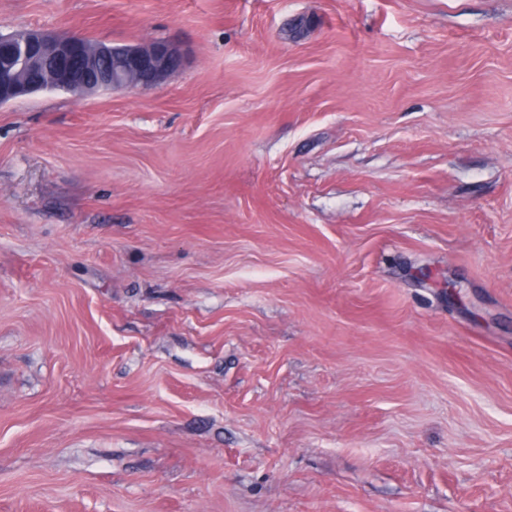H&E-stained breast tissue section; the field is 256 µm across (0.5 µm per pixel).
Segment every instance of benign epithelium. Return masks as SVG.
<instances>
[{"instance_id": "7a95c632", "label": "benign epithelium", "mask_w": 512, "mask_h": 512, "mask_svg": "<svg viewBox=\"0 0 512 512\" xmlns=\"http://www.w3.org/2000/svg\"><path fill=\"white\" fill-rule=\"evenodd\" d=\"M0 50L12 55L13 68L0 71V101H12L35 91L48 88H63L81 97L90 93L86 85L75 86L55 79L44 83L39 79L28 81L16 75L27 70L37 60L45 58L53 61L56 71L75 69L85 72L97 66L96 58L89 54L76 56L72 43L65 38H57L50 33L32 29L17 34L0 37ZM120 70L113 73L101 70L98 83L112 91L149 88L159 84L180 64L179 50L165 41L155 40L145 45H126L120 50Z\"/></svg>"}]
</instances>
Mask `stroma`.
<instances>
[{
  "label": "stroma",
  "mask_w": 512,
  "mask_h": 512,
  "mask_svg": "<svg viewBox=\"0 0 512 512\" xmlns=\"http://www.w3.org/2000/svg\"><path fill=\"white\" fill-rule=\"evenodd\" d=\"M156 88L0 104V512H512V0H0ZM120 70H101L98 83L112 91L149 88L159 84L180 64L179 50L165 41L126 45L120 50Z\"/></svg>",
  "instance_id": "35a3bbf8"
}]
</instances>
